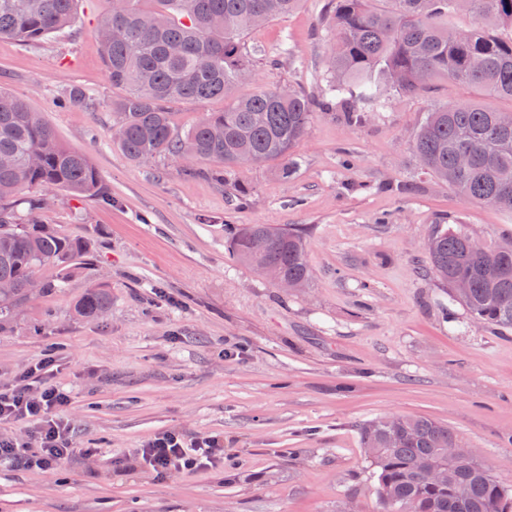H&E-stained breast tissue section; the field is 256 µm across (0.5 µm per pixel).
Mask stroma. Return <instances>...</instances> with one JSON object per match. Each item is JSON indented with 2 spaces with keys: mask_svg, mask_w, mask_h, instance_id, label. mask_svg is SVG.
<instances>
[{
  "mask_svg": "<svg viewBox=\"0 0 512 512\" xmlns=\"http://www.w3.org/2000/svg\"><path fill=\"white\" fill-rule=\"evenodd\" d=\"M110 8L82 0L71 28L37 44L0 38V88L85 152L103 187L99 197L49 192L37 216L86 240L92 263L0 333V387L53 355L48 380L70 397L59 416L73 450L50 474L0 461V512H371L358 428L385 415L448 425L512 482V333L450 302L427 253L441 224L489 246L512 242V213L459 198L412 150L433 105L480 92L448 80L393 92L355 125L320 112L288 179L272 163L223 182L207 163H135L110 137L121 92L97 38ZM327 18L328 0H300L251 30L257 83L318 95ZM75 89L84 103H69ZM241 224L301 230L309 286L286 291L234 261L230 230ZM95 286L112 307L88 320L75 303ZM169 432L223 437V465L157 475L140 450Z\"/></svg>",
  "mask_w": 512,
  "mask_h": 512,
  "instance_id": "35a3bbf8",
  "label": "stroma"
}]
</instances>
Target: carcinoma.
I'll list each match as a JSON object with an SVG mask.
<instances>
[{
	"label": "carcinoma",
	"instance_id": "cac0c4a2",
	"mask_svg": "<svg viewBox=\"0 0 512 512\" xmlns=\"http://www.w3.org/2000/svg\"><path fill=\"white\" fill-rule=\"evenodd\" d=\"M81 0H0V38L27 44L62 33L75 21ZM300 0H122L99 22L103 62L112 87L123 96L112 103L113 141L134 162L168 156L184 163L208 162L214 174L244 164L279 163L278 174L295 173L294 150L314 115L334 103L345 120L360 123L364 112L385 105L386 94L420 93L437 78L479 88L511 104L501 110L481 104H445L419 124L413 150L420 169L448 185L460 198L512 212V0H330L332 46L328 57L330 98L290 89L252 85L245 36L284 17ZM464 10L473 25L457 29L448 17ZM252 85L248 91L242 87ZM224 100L197 125L178 130L168 105L174 101ZM470 165L459 167V154ZM100 175L88 155L59 140L30 105L0 88V331L10 328L17 309L32 298L56 293L70 267L89 258L82 238L58 235L40 223H21L18 202L36 212L45 191L74 195L101 192ZM470 234L448 226L427 244L431 268L476 321L512 330V244L467 249ZM230 247L237 262L267 266L303 287L311 280L302 234L273 224L234 229ZM52 264L54 279L30 291L36 270ZM459 278L470 282L455 292ZM112 299L101 288L76 303L77 314L99 320ZM360 439L377 480V512H512V484L462 453L448 427L423 416H387L360 427ZM443 466L441 482L424 469Z\"/></svg>",
	"mask_w": 512,
	"mask_h": 512
}]
</instances>
